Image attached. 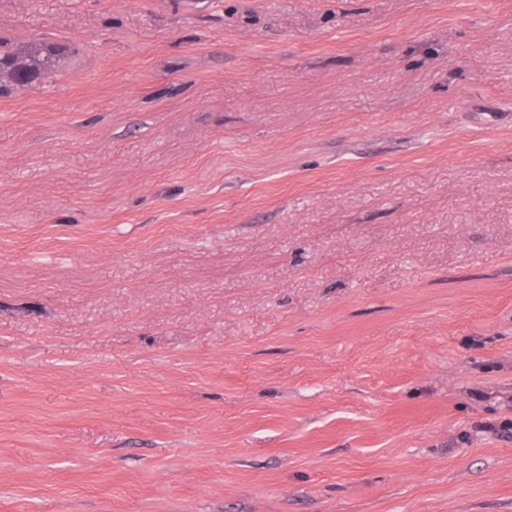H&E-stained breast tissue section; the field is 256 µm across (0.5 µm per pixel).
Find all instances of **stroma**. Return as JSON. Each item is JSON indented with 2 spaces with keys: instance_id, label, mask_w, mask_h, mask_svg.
I'll return each mask as SVG.
<instances>
[{
  "instance_id": "1",
  "label": "stroma",
  "mask_w": 512,
  "mask_h": 512,
  "mask_svg": "<svg viewBox=\"0 0 512 512\" xmlns=\"http://www.w3.org/2000/svg\"><path fill=\"white\" fill-rule=\"evenodd\" d=\"M0 39V512H512V0ZM63 47L53 43L30 42L23 45L0 41V72L11 74L0 80V94L12 85H25L49 76L55 57Z\"/></svg>"
}]
</instances>
